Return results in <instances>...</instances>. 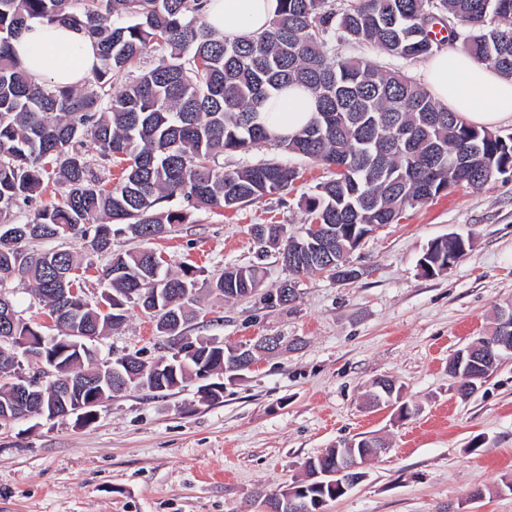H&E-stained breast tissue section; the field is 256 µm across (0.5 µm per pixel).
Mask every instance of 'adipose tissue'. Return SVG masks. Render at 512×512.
I'll return each instance as SVG.
<instances>
[{"label":"adipose tissue","mask_w":512,"mask_h":512,"mask_svg":"<svg viewBox=\"0 0 512 512\" xmlns=\"http://www.w3.org/2000/svg\"><path fill=\"white\" fill-rule=\"evenodd\" d=\"M277 0H209L206 21L217 33L235 36L259 32L273 19ZM13 50L34 82L56 86L84 84L98 63L95 44L82 32L59 23L30 22L14 40ZM424 81L434 97L475 126L491 127L512 118V80L462 51H441L428 61ZM264 110L280 134H292L314 110L310 94L300 88L282 90Z\"/></svg>","instance_id":"ef3b65f1"}]
</instances>
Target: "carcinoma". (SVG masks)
<instances>
[{"mask_svg": "<svg viewBox=\"0 0 512 512\" xmlns=\"http://www.w3.org/2000/svg\"><path fill=\"white\" fill-rule=\"evenodd\" d=\"M206 0H0V298L11 302L4 272L33 283L47 305L59 306L60 334L46 337V353L76 330L105 336L126 320L131 306L158 298L156 327L183 328L191 319L185 303L198 283L195 267L162 272L163 259L148 248L112 252V237L127 234L147 242L185 222L191 210L237 208L287 192L299 172L280 161L228 170L226 153L267 144L328 169L331 177L305 201L310 224L284 241L303 256L296 273L323 272L322 245L309 238L310 225L332 233L329 252L339 263L359 245L372 224H394L465 184L479 188L512 173V134L471 125L401 71L369 58L336 53L334 43H357L388 56L418 60L455 42L474 60L512 79V0H279L269 27L260 33L217 36L205 20ZM33 20L61 22L84 33L98 50L93 84L56 88L32 82L11 54V41ZM155 66L141 67L148 52ZM291 85L308 90L316 110L296 133L281 137L261 108L270 95ZM122 165L118 183L102 174ZM61 201L40 204L49 185ZM177 198L179 210H160ZM28 212L24 221L16 213ZM89 239L107 258L104 287L124 303L104 313L84 300L73 311L58 304L63 288H82L77 255L68 250L30 254L37 240ZM470 248L456 233L430 242L425 261L433 275ZM241 288L262 287L261 266H228L210 282L225 298L232 278ZM196 340L197 353L214 375L224 374L233 355ZM135 354L114 359L126 387L140 386ZM91 377L106 371L92 347L54 365L55 378L70 367ZM156 396L199 377V362L176 350ZM21 362L0 364V413L13 404L9 382L20 379ZM381 444L358 437L307 461L319 471L335 459L358 461ZM309 508L343 493L300 480Z\"/></svg>", "mask_w": 512, "mask_h": 512, "instance_id": "1", "label": "carcinoma"}]
</instances>
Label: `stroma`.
<instances>
[{
  "instance_id": "1",
  "label": "stroma",
  "mask_w": 512,
  "mask_h": 512,
  "mask_svg": "<svg viewBox=\"0 0 512 512\" xmlns=\"http://www.w3.org/2000/svg\"><path fill=\"white\" fill-rule=\"evenodd\" d=\"M278 156L299 171L290 191L191 212L148 247L169 271L199 270L186 336L227 344L280 336L283 350L225 383L217 400L193 380L162 398L127 389L87 425L35 415L0 427V512H260L259 493L301 479L309 458L359 436L386 449L325 512H512V493L501 490L512 480V356L465 398L448 375L455 351L488 335L497 307L512 302V176L452 188L379 226L349 256L360 277L341 283L292 275L276 253L259 255L253 227L299 233L309 221L304 199L327 173L266 145L223 159L233 169ZM451 233L470 238V249L446 273L423 275L417 262L428 243ZM256 262L262 292L227 300L209 290L225 267ZM289 281L294 303L265 301ZM7 292L23 318L55 334L29 282L14 279ZM95 347L103 358L137 351L150 363L165 355L166 339L133 307ZM381 377L419 413L370 408L366 393Z\"/></svg>"
}]
</instances>
